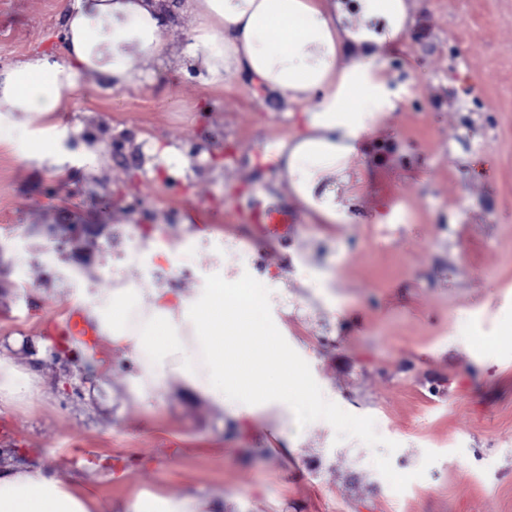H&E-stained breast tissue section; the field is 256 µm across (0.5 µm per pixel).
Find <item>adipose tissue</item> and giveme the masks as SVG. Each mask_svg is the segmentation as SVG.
Instances as JSON below:
<instances>
[{"mask_svg": "<svg viewBox=\"0 0 512 512\" xmlns=\"http://www.w3.org/2000/svg\"><path fill=\"white\" fill-rule=\"evenodd\" d=\"M62 53L34 51L0 73V135L9 146L64 177L65 141L76 129L52 122L82 79L107 91L140 84L141 59L178 60L213 88L246 76L257 92L301 108L305 130L281 146L295 197L325 224L349 216L335 175L366 147L377 120L395 111L399 94L380 60L411 21L407 0H186V39L165 36L155 0H66ZM86 317L113 347L130 351L131 402L153 413L170 382L217 413L246 422L287 416L303 385L260 289L217 284L191 297L158 296L140 306L129 288ZM261 337L264 358L253 356ZM32 379L0 351V407L29 399ZM223 495L168 496L142 491L123 512H222ZM0 512H103L99 495L37 465L0 470Z\"/></svg>", "mask_w": 512, "mask_h": 512, "instance_id": "obj_1", "label": "adipose tissue"}]
</instances>
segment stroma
<instances>
[{"label":"stroma","instance_id":"35a3bbf8","mask_svg":"<svg viewBox=\"0 0 512 512\" xmlns=\"http://www.w3.org/2000/svg\"><path fill=\"white\" fill-rule=\"evenodd\" d=\"M409 4L384 52L401 101L350 160L349 223L295 201L277 150L301 115L242 75L211 89L142 60L136 88L84 80L57 115L81 131L65 148L90 136L106 150L63 180L0 147L1 343L60 336L118 286L148 307L221 280L260 288L305 376L302 405L243 435L177 387L137 410L126 350L99 346L111 372L71 398L43 356L38 393L0 411V448L21 451L6 464L90 483L105 512L139 491H220L224 512H512V0ZM63 20V0H0V71L59 50ZM151 144L178 148L193 175L149 176ZM395 205L407 217L376 234ZM267 209L294 216L287 236L251 224ZM52 224L89 227L86 249L59 245Z\"/></svg>","mask_w":512,"mask_h":512}]
</instances>
